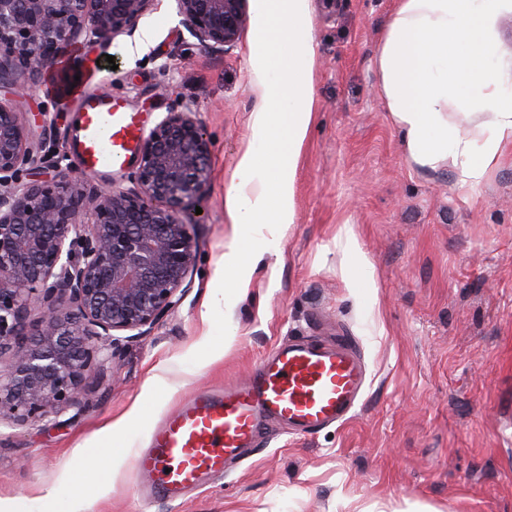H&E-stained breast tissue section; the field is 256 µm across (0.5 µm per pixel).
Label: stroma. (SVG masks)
I'll return each mask as SVG.
<instances>
[{"label": "stroma", "instance_id": "stroma-1", "mask_svg": "<svg viewBox=\"0 0 512 512\" xmlns=\"http://www.w3.org/2000/svg\"><path fill=\"white\" fill-rule=\"evenodd\" d=\"M393 0H311L315 109L294 176L295 219L274 246L232 225L224 196L252 131L258 95L248 40L196 46L160 0L114 66L111 87L146 127L177 100L211 139L203 243L183 301L124 343L111 384L86 380L84 404L37 424L0 422V503L9 512H512V147L480 183L411 165L379 92L374 56ZM46 112L73 152L78 104L48 82L19 106ZM361 251L349 253L347 237ZM264 253L247 289L221 281L233 239ZM372 280L361 276L363 267ZM217 306L203 322L204 302ZM357 341L368 370L355 415L306 437L268 422L263 443L221 479L167 504L145 496L132 459L165 411L251 373L292 336ZM141 408L102 485L94 441ZM54 487L45 497V487Z\"/></svg>", "mask_w": 512, "mask_h": 512}]
</instances>
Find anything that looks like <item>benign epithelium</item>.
Returning a JSON list of instances; mask_svg holds the SVG:
<instances>
[{
	"mask_svg": "<svg viewBox=\"0 0 512 512\" xmlns=\"http://www.w3.org/2000/svg\"><path fill=\"white\" fill-rule=\"evenodd\" d=\"M197 45L226 52L248 0H175ZM158 0H0V91L24 98L73 48L132 37ZM43 128L35 134L33 124ZM0 101V420L37 423L81 406L87 376L147 334L190 286L192 226L210 180L211 141L176 101L143 140L128 186H90L51 126ZM46 164V180L23 179ZM41 310L30 321L32 309Z\"/></svg>",
	"mask_w": 512,
	"mask_h": 512,
	"instance_id": "benign-epithelium-1",
	"label": "benign epithelium"
}]
</instances>
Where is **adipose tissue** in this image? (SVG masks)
<instances>
[{
	"label": "adipose tissue",
	"mask_w": 512,
	"mask_h": 512,
	"mask_svg": "<svg viewBox=\"0 0 512 512\" xmlns=\"http://www.w3.org/2000/svg\"><path fill=\"white\" fill-rule=\"evenodd\" d=\"M512 0H394L373 65L405 151L418 167L480 182L512 145V66L494 57ZM310 0H251L248 65L259 101L252 140L224 197L233 224L279 238L294 221L293 179L314 97ZM475 118L460 133L455 114Z\"/></svg>",
	"instance_id": "ef3b65f1"
}]
</instances>
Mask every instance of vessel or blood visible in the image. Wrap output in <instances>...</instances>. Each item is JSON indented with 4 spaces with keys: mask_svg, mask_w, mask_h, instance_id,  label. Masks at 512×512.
Instances as JSON below:
<instances>
[{
    "mask_svg": "<svg viewBox=\"0 0 512 512\" xmlns=\"http://www.w3.org/2000/svg\"><path fill=\"white\" fill-rule=\"evenodd\" d=\"M145 132L141 113L127 111L112 94L81 99L76 134L78 163L120 172ZM367 369L352 337L276 346L259 368L221 392L198 391L153 429L149 448L134 460L152 498L176 501L202 477H223L227 465L258 446L274 418L305 436L341 423L357 408Z\"/></svg>",
    "mask_w": 512,
    "mask_h": 512,
    "instance_id": "vessel-or-blood-1",
    "label": "vessel or blood"
}]
</instances>
